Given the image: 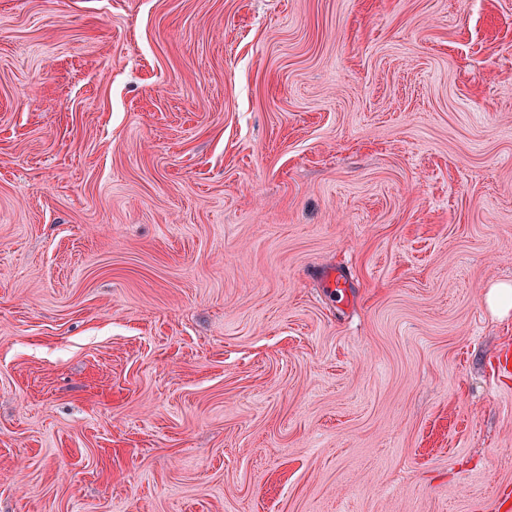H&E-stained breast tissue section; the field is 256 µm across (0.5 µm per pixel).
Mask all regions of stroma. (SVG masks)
Here are the masks:
<instances>
[{"label":"stroma","mask_w":512,"mask_h":512,"mask_svg":"<svg viewBox=\"0 0 512 512\" xmlns=\"http://www.w3.org/2000/svg\"><path fill=\"white\" fill-rule=\"evenodd\" d=\"M501 282L512 0H0V512H512ZM487 303L498 316H508L512 310V285L502 283L493 286L487 294Z\"/></svg>","instance_id":"35a3bbf8"}]
</instances>
